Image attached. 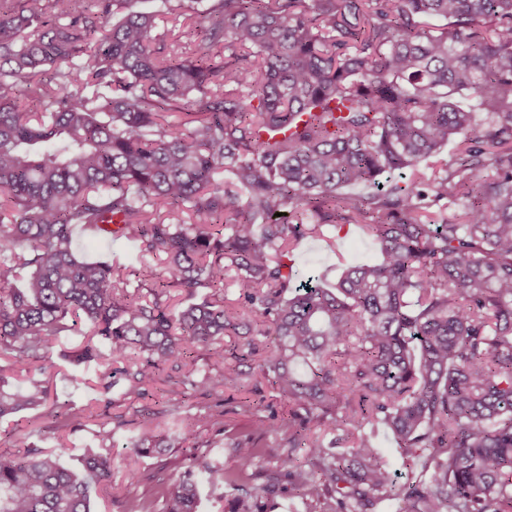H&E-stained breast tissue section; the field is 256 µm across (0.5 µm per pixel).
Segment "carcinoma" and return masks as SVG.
Here are the masks:
<instances>
[{"mask_svg":"<svg viewBox=\"0 0 512 512\" xmlns=\"http://www.w3.org/2000/svg\"><path fill=\"white\" fill-rule=\"evenodd\" d=\"M41 2L0 0V356L44 370L82 322L75 359L111 369L106 393L117 373L144 396L200 347L197 390L258 374L283 411L246 402L233 467L198 463L224 512H277L287 490L305 512H512V0H160L205 5L174 47L133 0ZM431 158L441 174L417 168ZM438 204L462 211L442 222ZM112 223L165 262L145 299L73 246ZM345 224L381 258L333 289L297 279L303 235ZM173 289L206 294L177 307ZM49 399L39 378L0 383V417ZM157 443L144 425L133 451ZM82 466L109 480L112 448ZM164 496L197 512L196 471ZM0 512H91L89 485L29 447L0 461ZM374 443L377 448H382L385 458L391 465L392 471L396 473L397 482L399 484H404L408 482L410 476L408 475L407 471L401 466V460L399 459V455L395 450L396 444L392 438V435L389 434L383 428H379L376 431Z\"/></svg>","mask_w":512,"mask_h":512,"instance_id":"cac0c4a2","label":"carcinoma"}]
</instances>
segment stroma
Listing matches in <instances>:
<instances>
[{
  "instance_id": "1",
  "label": "stroma",
  "mask_w": 512,
  "mask_h": 512,
  "mask_svg": "<svg viewBox=\"0 0 512 512\" xmlns=\"http://www.w3.org/2000/svg\"><path fill=\"white\" fill-rule=\"evenodd\" d=\"M137 8L157 15L156 35L187 41L204 26L200 15L165 14L159 10V0H138ZM75 245L81 255L91 258L112 255L125 264L132 284H150V271H161L160 259L143 262L135 243L127 240L110 242L94 235H75ZM379 252L372 238L359 226L349 224L328 230L325 236H306L296 253L295 267L301 276L317 275L322 285L335 286L347 266L378 259ZM85 325H77L71 335L55 346V366L48 377L50 390L60 402L72 404L84 412L82 427L68 426L64 417L55 416L43 406L0 419V459L22 455L28 444L35 443L51 451L61 449V464L80 470L83 455L97 445L100 429L114 430L112 440V478L91 486V512H126L130 501L148 499L151 512H164L163 487L173 484L192 458L179 438L181 422L186 417L214 415L215 422L203 427L199 442H211V456L224 465H232L231 444L242 432L247 419L236 401L227 400L225 393L203 394L192 386L171 378L169 369H162L157 382L146 397L123 395L121 387L104 393L99 387L97 369L76 365L70 354L85 339ZM85 375L87 382L74 386V373ZM157 425L166 438L162 454L147 457L133 455L131 441L145 423ZM136 469L137 482L126 478L128 469Z\"/></svg>"
}]
</instances>
